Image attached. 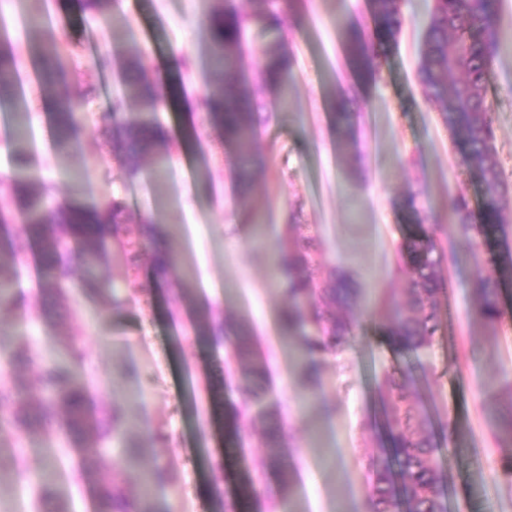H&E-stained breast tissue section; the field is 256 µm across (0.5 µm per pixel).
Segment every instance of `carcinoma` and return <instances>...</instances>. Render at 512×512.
Segmentation results:
<instances>
[{"mask_svg": "<svg viewBox=\"0 0 512 512\" xmlns=\"http://www.w3.org/2000/svg\"><path fill=\"white\" fill-rule=\"evenodd\" d=\"M118 0H81L82 11L92 20L112 23ZM302 0H250L245 10L235 0H211L208 24V53L216 74L214 83L201 99L211 128L224 140L237 158L239 178L249 181L255 166L254 143L256 129L253 101L245 84L243 69L246 52L244 34L253 23L270 28L281 25V13L289 8L299 10ZM377 22L376 34L370 41L352 34L348 45L350 62L358 73H376L378 59L386 48L397 42L402 17L400 0H372ZM427 22L420 49L419 79L431 100L442 112L461 146L462 163L474 168L484 186L487 201L482 217L488 228H503L500 199L508 184L493 160L495 137L493 114L486 106L488 74L501 44V31L495 0H427ZM29 53L43 63L42 88L53 101L54 143L57 152L68 155L77 151L81 125L75 115V102L58 91L62 79L61 51L56 44L32 45ZM18 72V50L7 32L0 33V106L15 93L14 77ZM459 73L462 79L449 78ZM260 81L277 92L276 106L285 105L291 59L283 53L273 55L257 70ZM137 104L139 112H152L157 95L141 73L136 60L126 63V81L112 106V138L115 150L126 162L130 180L140 174L139 160L160 155L171 142L170 131L158 121L139 119L126 111L127 103ZM17 170L10 180V195L16 209L0 206V224L10 223L14 215L21 216L25 236L36 242L44 263L43 288L53 297L65 293L56 264L62 251L72 241L87 245L98 255L107 249L106 237H111L116 251L127 262L129 271L123 284L112 286L109 301L118 305L129 291L140 288V257L147 252V243L164 242L161 250H152V265L156 276L168 278L176 268L173 243L166 239L149 215L144 218L143 235H121L125 223V207L118 198L99 203L54 202L53 186L37 179L25 170L24 153L29 141L26 132L15 135ZM403 208L415 219V231L403 244L404 265L411 274L410 288L403 304L393 307L390 337L402 348L419 353L430 350L439 335L437 295L444 292L445 282L437 268L442 250L421 224L415 196L406 197ZM454 217V235L469 238L474 228L467 198L454 197L450 203ZM278 287L288 296V309L282 321L294 335L301 366L308 377L316 374L314 358L338 354L348 345L353 322L338 315L358 297V288L344 274L319 283L311 273L318 264L314 239L285 240L277 248ZM17 271L4 274L0 267V305L14 303L13 283ZM473 292L480 305V319L496 323L503 311L499 306L496 273L480 267L472 281ZM233 355L240 363L253 359L254 353L241 336L233 344ZM10 365L32 362L26 347L5 348ZM85 352L77 336L68 338L61 358L43 367L40 386L43 398L27 400L18 390L0 392V403L9 406L18 429L35 432L47 424L51 411L62 413L67 432L81 448L104 443L110 433L121 428L123 414L114 410L106 418L98 417L90 408L87 384L82 379ZM390 413L386 418L387 448L370 457L365 468L370 472L371 489L366 500V512H396L398 498H403L409 512H447L443 494L441 469L436 462L438 448L427 435L411 431L408 395L404 386L395 385L389 394ZM256 395L244 393L235 407L228 427L238 437L249 430L245 417L252 409ZM140 479L133 471L122 474H102L97 478L98 512H155L149 497L130 500L125 485Z\"/></svg>", "mask_w": 512, "mask_h": 512, "instance_id": "cac0c4a2", "label": "carcinoma"}]
</instances>
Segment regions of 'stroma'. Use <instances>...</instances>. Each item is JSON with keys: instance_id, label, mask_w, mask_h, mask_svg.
I'll return each instance as SVG.
<instances>
[{"instance_id": "stroma-1", "label": "stroma", "mask_w": 512, "mask_h": 512, "mask_svg": "<svg viewBox=\"0 0 512 512\" xmlns=\"http://www.w3.org/2000/svg\"><path fill=\"white\" fill-rule=\"evenodd\" d=\"M503 43L494 58L487 101L495 120L494 159L512 187V0H498ZM208 0H120L119 20L93 22L69 0H32L25 25L11 31L19 48L52 39L61 47V94L80 105L78 150L59 159L53 148L52 107L41 92L39 61L23 57L22 92L35 137L40 178L59 200L95 203L112 196L125 205L124 231L135 237L154 215L176 238L178 268L156 285L142 268L143 292L117 306L106 290L121 284L119 258L98 266L101 292L77 289L85 247L72 243L64 266L73 287L46 307L37 282L42 257L20 223L0 234V263L21 247L23 277L17 302L0 308V331L29 347L33 364L0 367V381L40 397L39 376L68 337H80L87 354L83 375L93 409H120L133 421L107 450L88 454L71 444L62 415L43 430L16 428L0 408V512H9L12 490L23 494L21 512H46L32 491L44 461H51L50 505L96 512L93 484L101 471L119 473L136 449L143 470L162 467L153 483L157 512H218L240 502L242 512H363L366 460L385 446L382 428L386 379L404 372L412 425L439 450L448 512H512V278L502 279L504 310L495 324L475 315L470 284L478 267H491L495 249L477 234L452 239L450 198L462 194L474 214L485 207L483 188L460 163L461 150L438 108L417 78L425 27L424 0H402L399 41L380 58L375 77L352 68L340 23L372 32L370 0H304L285 13L279 29L252 25L248 40L258 54L287 51L293 57L287 111H275L276 94L255 77L247 58V89L260 105L256 166L242 189L232 151L211 128L199 101L215 76L207 60ZM140 55L146 76L165 87L181 86L188 114L164 109L159 118L172 136L164 177L153 160L128 180L113 149L112 97L125 56ZM349 99L351 134L341 145L336 95ZM417 195L423 223L439 246L453 254L440 274L441 334L432 351L411 353L391 345L389 301H404L408 274L399 272L400 246L412 232L402 199ZM315 236L318 275L350 274L357 283L356 318L348 348L324 356L318 376L307 380L290 356L280 321L287 306L269 279L271 246L287 238ZM194 289L186 306L183 285ZM245 324L256 356L239 365L223 339H206L210 323ZM256 390L266 409L250 436L236 440L227 422L243 390ZM280 426L292 465L291 498L276 497L277 478L267 461V433ZM255 491L240 498L243 478ZM49 505V506H50Z\"/></svg>"}]
</instances>
